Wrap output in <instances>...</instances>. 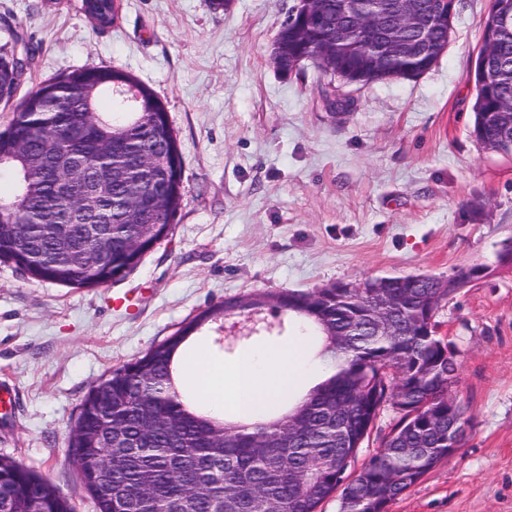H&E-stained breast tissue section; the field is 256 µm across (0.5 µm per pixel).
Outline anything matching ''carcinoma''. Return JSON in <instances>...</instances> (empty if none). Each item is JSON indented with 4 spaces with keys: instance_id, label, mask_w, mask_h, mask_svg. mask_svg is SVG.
I'll list each match as a JSON object with an SVG mask.
<instances>
[{
    "instance_id": "carcinoma-1",
    "label": "carcinoma",
    "mask_w": 512,
    "mask_h": 512,
    "mask_svg": "<svg viewBox=\"0 0 512 512\" xmlns=\"http://www.w3.org/2000/svg\"><path fill=\"white\" fill-rule=\"evenodd\" d=\"M339 0H321L326 22L301 19L280 29L281 71L329 46L342 75L363 83L414 79L429 71L450 30L439 0H418L428 18L426 39L386 16L408 50L365 55L357 42L336 40L355 27L338 13ZM23 63L0 54V98L11 96ZM473 134L484 148L512 153V25L483 42L474 68ZM0 171L21 210L0 221V262L30 278L72 288L122 279L170 230L182 205V160L163 101L152 88L114 66L74 70L45 80L0 131ZM79 187L103 182L106 194L61 198L46 171ZM166 190L165 206L150 199L130 206V190L147 182ZM470 265L441 279L429 274L392 278L383 289L396 319L379 330L368 288L332 284L312 292L282 290L227 298L113 370L89 390L69 448L96 512H139L151 493L159 512H318L331 496L340 512H387L388 506L448 458V427L469 424L463 406L448 404V343L422 331L412 315L435 316L441 304L473 283ZM285 312L310 336L323 337L320 356L332 375L298 399L288 395L248 422L206 411L176 386L187 339L224 318L259 307ZM397 419L380 450L356 467L382 407ZM0 512H73L49 481L0 458Z\"/></svg>"
}]
</instances>
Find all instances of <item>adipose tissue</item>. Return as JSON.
<instances>
[{
  "mask_svg": "<svg viewBox=\"0 0 512 512\" xmlns=\"http://www.w3.org/2000/svg\"><path fill=\"white\" fill-rule=\"evenodd\" d=\"M310 338L300 336L287 344L244 355L228 375H215V367L198 358L190 373L200 392L222 406L231 407L239 418L273 406L285 394L304 383L324 380L322 372L311 370L307 352Z\"/></svg>",
  "mask_w": 512,
  "mask_h": 512,
  "instance_id": "adipose-tissue-1",
  "label": "adipose tissue"
}]
</instances>
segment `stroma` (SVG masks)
Returning <instances> with one entry per match:
<instances>
[{
	"label": "stroma",
	"mask_w": 512,
	"mask_h": 512,
	"mask_svg": "<svg viewBox=\"0 0 512 512\" xmlns=\"http://www.w3.org/2000/svg\"><path fill=\"white\" fill-rule=\"evenodd\" d=\"M297 0H120L99 29L83 0H0V46L24 56L0 130L45 79L116 66L164 101L183 162L168 236L99 288L40 282L0 262V457L95 512L68 452L88 391L224 299L407 274L490 268L439 308L456 355L461 448L388 512H512V154L472 134L489 0H457L447 51L422 76L338 91L272 41Z\"/></svg>",
	"instance_id": "stroma-1"
}]
</instances>
